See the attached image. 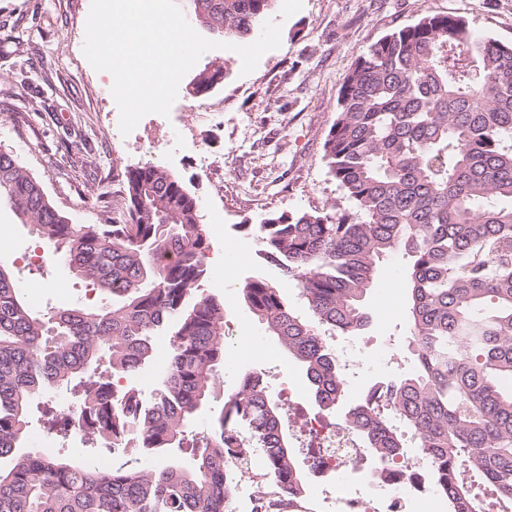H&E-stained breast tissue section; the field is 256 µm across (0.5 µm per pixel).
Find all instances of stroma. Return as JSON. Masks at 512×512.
Segmentation results:
<instances>
[{"instance_id": "35a3bbf8", "label": "stroma", "mask_w": 512, "mask_h": 512, "mask_svg": "<svg viewBox=\"0 0 512 512\" xmlns=\"http://www.w3.org/2000/svg\"><path fill=\"white\" fill-rule=\"evenodd\" d=\"M90 0H0V149L42 185L75 224L120 216L127 169L147 163L175 175L199 202L209 227L210 274L203 293L222 297L227 312V356L213 398L192 422L203 431L219 415L242 374L257 372L271 393L294 386L314 409L302 369L249 312L240 285L263 276L299 314L307 308L295 281L266 266L257 228L272 213L331 210L342 193L330 175L323 143L336 119L340 87L356 58L394 30L428 15L465 17L474 32L512 44V0H275L270 19L281 22V45L242 74L231 51L212 50L203 62L226 64L228 75L208 94L191 95L181 81L169 116H144L129 135L118 128L112 76L93 69L83 54ZM9 265L29 305L40 312L91 305L89 291L35 239L28 225L0 207ZM404 260L383 258L365 305L369 327L359 336L364 362L360 392L375 382L412 372L403 280ZM27 447L45 455L76 454L94 465L140 469L147 457L53 438L31 409Z\"/></svg>"}]
</instances>
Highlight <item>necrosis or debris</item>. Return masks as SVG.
I'll list each match as a JSON object with an SVG mask.
<instances>
[{
	"label": "necrosis or debris",
	"mask_w": 512,
	"mask_h": 512,
	"mask_svg": "<svg viewBox=\"0 0 512 512\" xmlns=\"http://www.w3.org/2000/svg\"><path fill=\"white\" fill-rule=\"evenodd\" d=\"M304 430L319 448L305 469L307 489L325 512H445L417 449H401L391 463L374 458L341 416L307 418Z\"/></svg>",
	"instance_id": "obj_1"
}]
</instances>
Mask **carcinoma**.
I'll use <instances>...</instances> for the list:
<instances>
[{"label":"carcinoma","instance_id":"cac0c4a2","mask_svg":"<svg viewBox=\"0 0 512 512\" xmlns=\"http://www.w3.org/2000/svg\"><path fill=\"white\" fill-rule=\"evenodd\" d=\"M188 2L225 39L250 35L274 5ZM227 75L204 67L194 93ZM323 150L350 209L271 214L259 227L261 258L296 282L311 318L261 277L241 286L243 303L331 413L344 379L327 335L361 334L381 259L406 256L414 370L383 401L349 409L348 423L388 459L402 428L413 432L449 512H512V44L448 15L393 31L356 59ZM124 192L121 219L74 224L0 150V205L100 294L41 313L0 261V512H232L238 483L259 475L275 489L258 488L253 512H284L304 479L284 404L258 373L243 374L213 427L189 430L225 355L224 300L199 293L210 275L199 203L152 163L127 171ZM164 329L167 371L147 402L119 382L151 360ZM60 389L72 403L45 407L48 433L64 438L72 423L97 447L134 448L155 465L101 471L26 449L32 404Z\"/></svg>","mask_w":512,"mask_h":512}]
</instances>
